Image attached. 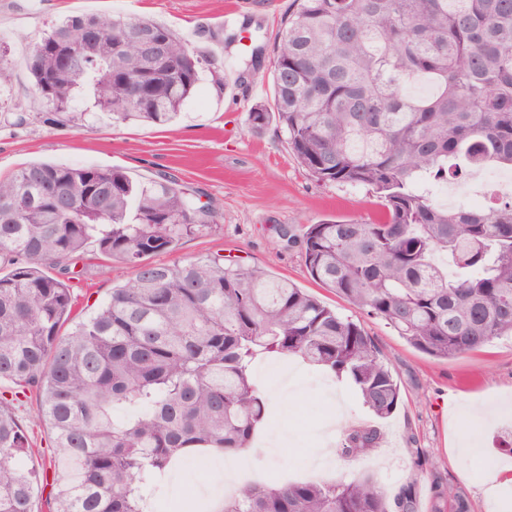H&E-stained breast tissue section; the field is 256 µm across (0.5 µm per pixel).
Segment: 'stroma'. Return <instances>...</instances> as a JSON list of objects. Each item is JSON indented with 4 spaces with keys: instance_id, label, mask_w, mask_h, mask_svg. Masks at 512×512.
<instances>
[{
    "instance_id": "obj_1",
    "label": "stroma",
    "mask_w": 512,
    "mask_h": 512,
    "mask_svg": "<svg viewBox=\"0 0 512 512\" xmlns=\"http://www.w3.org/2000/svg\"><path fill=\"white\" fill-rule=\"evenodd\" d=\"M293 9V0H0V63L12 70L10 83L0 86V178L32 162L117 166L140 181L169 172L202 191L219 213L217 224L184 238L175 251L155 255V262L218 254L288 278L363 324L400 386L396 411L378 422L346 383H336L335 400L346 412L330 433L333 448H340L345 426L374 422L384 439L374 458L336 457L335 478L372 472L388 494L410 489L415 512H453L458 494L468 499L471 512H512V484L488 496L491 474L478 473L475 458L458 450L473 435L498 467L512 468V443L500 430L512 420V338L459 357L432 358L320 287L310 278L299 247L288 246L275 233L279 225L299 232L325 220L374 223L384 217L379 200L365 188L323 185L309 177L276 126L261 134L248 127L250 108L272 99L273 47ZM84 12L148 17L206 57L201 79L172 125L45 122L46 106L31 91L26 58L53 23ZM228 17L247 30L241 41L225 47L216 34ZM257 46L263 49L261 64L244 72L241 59ZM216 73L223 75V85L214 83ZM72 269L80 274L73 287L83 307L98 305L114 285L134 275L131 267L90 253L74 260ZM259 387L272 393L273 401L258 438H274L283 446L273 459L254 451L249 457L262 465L275 461L291 477H304L297 463L318 448L316 433L326 417L323 398L308 381L294 392L264 380ZM37 410L32 394L15 409L32 444L24 464L50 474L56 450L50 430L34 421Z\"/></svg>"
}]
</instances>
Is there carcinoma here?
Wrapping results in <instances>:
<instances>
[{"instance_id":"cac0c4a2","label":"carcinoma","mask_w":512,"mask_h":512,"mask_svg":"<svg viewBox=\"0 0 512 512\" xmlns=\"http://www.w3.org/2000/svg\"><path fill=\"white\" fill-rule=\"evenodd\" d=\"M294 2L274 46L272 105L251 109L250 130L276 124L312 179L366 188L385 220H328L300 236L279 226V239L300 246L313 280L426 355L512 336V200L471 211L429 195L470 169H512V0ZM83 23L99 35L67 42ZM143 35L164 42L165 61L138 47ZM205 62L149 18L92 13L53 26L27 66L53 122L82 126L93 107L114 123L165 126ZM415 76L435 91L405 94ZM130 79L148 87L140 102ZM215 223L212 205L166 174L136 182L119 167L29 164L0 180V382L16 397L38 391L58 451L55 512H147L181 458L251 447L270 399L253 376L264 357H299L348 383L379 419L397 409L400 386L361 323L219 255L150 261ZM91 243L134 277L78 317L67 262ZM382 438L374 425L348 427L341 455L366 459ZM30 451L1 396L0 512H34L44 475L23 464ZM221 512H414V502L361 474L243 484Z\"/></svg>"}]
</instances>
